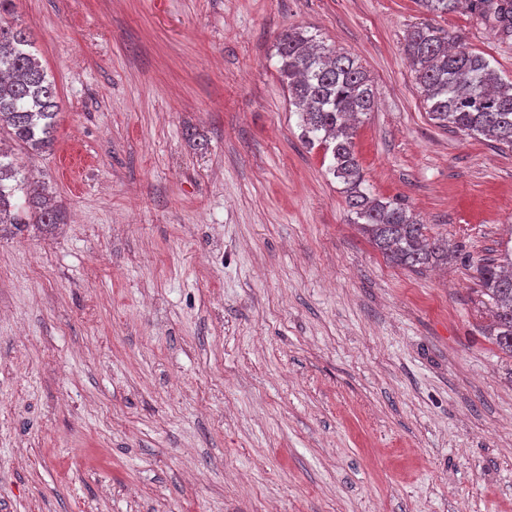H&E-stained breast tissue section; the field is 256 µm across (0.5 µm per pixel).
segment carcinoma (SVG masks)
Returning a JSON list of instances; mask_svg holds the SVG:
<instances>
[{
  "instance_id": "cac0c4a2",
  "label": "carcinoma",
  "mask_w": 512,
  "mask_h": 512,
  "mask_svg": "<svg viewBox=\"0 0 512 512\" xmlns=\"http://www.w3.org/2000/svg\"><path fill=\"white\" fill-rule=\"evenodd\" d=\"M419 2L429 14L464 4L512 39V0ZM14 8V0H0V138L34 156L52 148L60 105L53 81L29 50V36L10 20ZM404 51L429 120L512 149V79H503L462 36L427 22L407 31ZM276 53L280 78L297 108L301 139L330 157L328 173L343 184L350 223L397 265L417 270L448 261V241L428 236L425 225L401 203L376 198L365 186L353 149V121L374 110L377 91L356 58L320 44L302 28L282 33ZM18 192L25 194L22 205L15 202ZM58 220V210L32 185L17 154L0 141V234L30 224L49 227ZM478 292L492 308L491 343L512 355V248L479 265Z\"/></svg>"
}]
</instances>
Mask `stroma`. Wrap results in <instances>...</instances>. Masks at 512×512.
Returning a JSON list of instances; mask_svg holds the SVG:
<instances>
[{
    "instance_id": "obj_1",
    "label": "stroma",
    "mask_w": 512,
    "mask_h": 512,
    "mask_svg": "<svg viewBox=\"0 0 512 512\" xmlns=\"http://www.w3.org/2000/svg\"><path fill=\"white\" fill-rule=\"evenodd\" d=\"M423 21L512 78V40L417 0H15L61 101L26 160L60 222L0 238V512H512L475 279L512 244V150L429 120ZM291 27L367 71L366 184L447 266L349 223L277 71Z\"/></svg>"
}]
</instances>
